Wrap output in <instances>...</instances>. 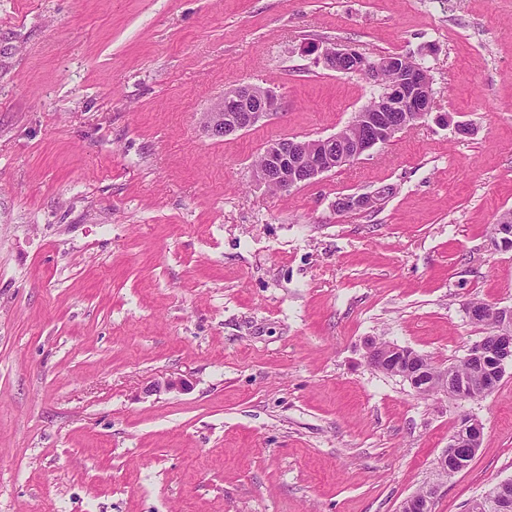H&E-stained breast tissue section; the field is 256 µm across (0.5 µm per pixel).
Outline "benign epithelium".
Masks as SVG:
<instances>
[{"mask_svg": "<svg viewBox=\"0 0 512 512\" xmlns=\"http://www.w3.org/2000/svg\"><path fill=\"white\" fill-rule=\"evenodd\" d=\"M310 52L318 54L326 68L338 72L342 71L341 65L360 56L356 49L336 44L314 46ZM366 70L381 88L373 106L356 113L350 123L329 137L268 143L253 168L259 185L286 192L308 184L328 171L360 159L376 145L389 141L430 114L433 106L431 77L411 58L387 57L367 63ZM226 100L235 103V111H224ZM279 106V98L271 88L237 83L225 91L223 101L201 115V126L210 137L221 139L253 127L278 111ZM385 198L386 190L381 187L369 194L348 196L345 201L353 209L371 210ZM489 314L494 323L492 333L473 345L467 354L471 365L478 369L489 355L496 357L502 368L512 364V307H494ZM428 386L436 392H450L460 400H478L492 390V384L487 381L473 385L464 380L450 391L445 377L431 379ZM481 437L482 425L478 420L461 419L450 441L452 455L444 454L436 460L438 474L448 477L455 474L457 467L476 453ZM438 490L437 484L427 486L422 500L408 502L403 508L432 512Z\"/></svg>", "mask_w": 512, "mask_h": 512, "instance_id": "7a95c632", "label": "benign epithelium"}]
</instances>
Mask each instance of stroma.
<instances>
[{"label": "stroma", "mask_w": 512, "mask_h": 512, "mask_svg": "<svg viewBox=\"0 0 512 512\" xmlns=\"http://www.w3.org/2000/svg\"><path fill=\"white\" fill-rule=\"evenodd\" d=\"M326 43L411 57L433 114L267 191L264 146L379 92ZM236 83L281 107L211 139ZM509 209L512 0H0V512H399L436 480L434 512H466L512 479V366L423 397L367 351L463 360L466 304L512 306ZM465 415L481 445L438 479ZM310 51L312 53H318L319 60L326 68L338 72L344 71L341 65L351 62L361 54L354 48L338 46L336 44H330L324 47H319V45L313 46Z\"/></svg>", "instance_id": "obj_1"}]
</instances>
